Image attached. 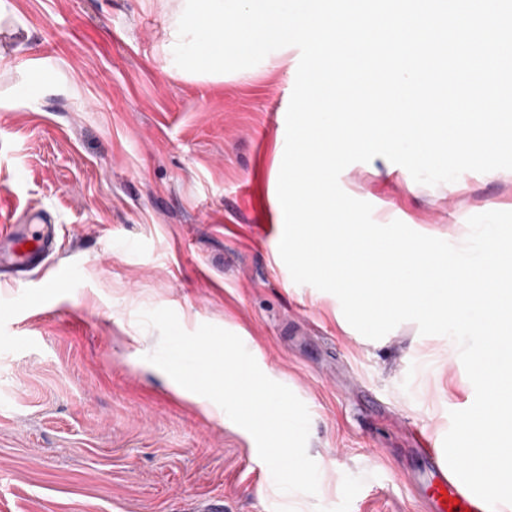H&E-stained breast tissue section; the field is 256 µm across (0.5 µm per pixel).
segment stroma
<instances>
[{"label":"stroma","instance_id":"stroma-1","mask_svg":"<svg viewBox=\"0 0 512 512\" xmlns=\"http://www.w3.org/2000/svg\"><path fill=\"white\" fill-rule=\"evenodd\" d=\"M0 23V229L27 208L60 226L39 279L0 282V512H426L416 439L442 444L474 389L439 391L443 336L371 340L339 300L296 284L277 196L295 79L178 68L165 0H11ZM343 190L410 228L512 211V170L453 189L375 158ZM68 287L48 289L60 270ZM238 335L308 408L317 496L280 492L253 437L146 361L140 311Z\"/></svg>","mask_w":512,"mask_h":512}]
</instances>
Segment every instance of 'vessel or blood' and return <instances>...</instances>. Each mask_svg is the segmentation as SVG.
<instances>
[{"instance_id":"vessel-or-blood-1","label":"vessel or blood","mask_w":512,"mask_h":512,"mask_svg":"<svg viewBox=\"0 0 512 512\" xmlns=\"http://www.w3.org/2000/svg\"><path fill=\"white\" fill-rule=\"evenodd\" d=\"M57 248V232L49 214L33 208L0 231V276L11 278L40 266ZM423 465L418 483L433 491L435 512H474L475 497L450 470L430 440L421 443Z\"/></svg>"}]
</instances>
